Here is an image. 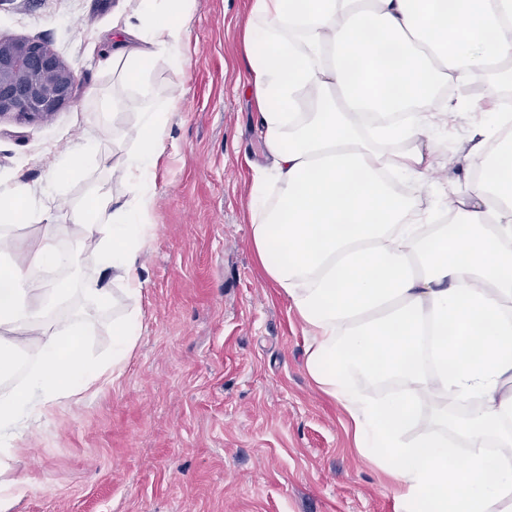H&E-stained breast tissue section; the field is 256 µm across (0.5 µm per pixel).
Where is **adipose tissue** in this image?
I'll return each instance as SVG.
<instances>
[{"label":"adipose tissue","mask_w":512,"mask_h":512,"mask_svg":"<svg viewBox=\"0 0 512 512\" xmlns=\"http://www.w3.org/2000/svg\"><path fill=\"white\" fill-rule=\"evenodd\" d=\"M192 2L141 0L114 61L142 82L158 61L182 64ZM243 37L244 85L271 161L254 170L251 242L306 326L308 374L347 411L356 448L390 476L402 512H512V132L492 138L478 124L479 165L443 193L449 223H430L419 203L443 118L438 92L491 74L512 84V0H253ZM141 94L133 150L103 160L132 196L92 189L76 211V247L58 246L28 186L4 192L13 205L0 222L40 225L42 238L30 267L0 263L10 283L0 289V459L27 419L119 378L139 339L150 173L180 101L155 99L144 82ZM89 239L99 269L76 293L107 310L108 274L124 299L105 362L73 346L86 324L60 306L75 292L31 276L76 266ZM366 380L394 388L377 398ZM430 395L442 399L436 429L412 435ZM453 435L467 441L466 460Z\"/></svg>","instance_id":"adipose-tissue-1"}]
</instances>
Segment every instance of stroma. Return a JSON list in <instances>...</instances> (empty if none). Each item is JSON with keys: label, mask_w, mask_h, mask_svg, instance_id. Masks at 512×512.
I'll use <instances>...</instances> for the list:
<instances>
[{"label": "stroma", "mask_w": 512, "mask_h": 512, "mask_svg": "<svg viewBox=\"0 0 512 512\" xmlns=\"http://www.w3.org/2000/svg\"><path fill=\"white\" fill-rule=\"evenodd\" d=\"M252 0H194L187 61L155 64L157 97H181L152 172L156 235L137 274L140 339L114 385L31 421L0 483L27 485L13 512H398L388 475L353 444L349 417L308 376L306 336L250 238L252 167L265 161L245 71L242 26ZM138 0H0V38L51 42L80 82L72 103L44 121L0 116V189L23 182L70 227V207L105 184L129 185L95 162L50 191L69 149L93 139L119 157L144 100L121 66L105 67L113 28ZM116 104L100 131V99ZM473 117L456 112L422 194L438 211L464 179ZM113 311L90 313L95 360L112 354Z\"/></svg>", "instance_id": "obj_1"}]
</instances>
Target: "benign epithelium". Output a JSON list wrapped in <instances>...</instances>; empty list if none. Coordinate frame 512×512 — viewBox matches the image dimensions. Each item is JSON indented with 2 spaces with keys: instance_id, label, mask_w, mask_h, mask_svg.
Segmentation results:
<instances>
[{
  "instance_id": "obj_1",
  "label": "benign epithelium",
  "mask_w": 512,
  "mask_h": 512,
  "mask_svg": "<svg viewBox=\"0 0 512 512\" xmlns=\"http://www.w3.org/2000/svg\"><path fill=\"white\" fill-rule=\"evenodd\" d=\"M77 83L49 42L0 39V116L42 120L72 101Z\"/></svg>"
}]
</instances>
